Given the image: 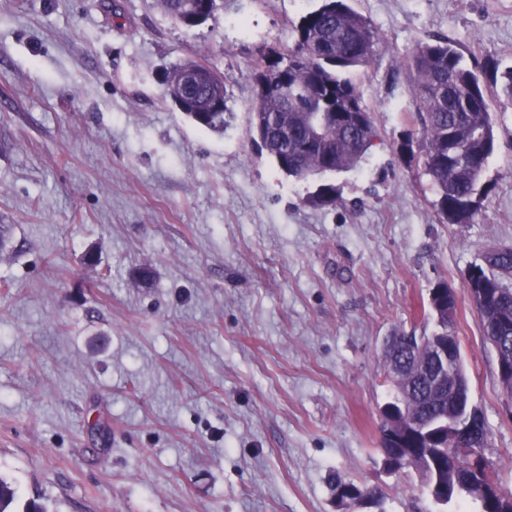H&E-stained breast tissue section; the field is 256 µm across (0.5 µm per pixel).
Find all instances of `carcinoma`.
<instances>
[{"mask_svg": "<svg viewBox=\"0 0 512 512\" xmlns=\"http://www.w3.org/2000/svg\"><path fill=\"white\" fill-rule=\"evenodd\" d=\"M292 44L285 53L264 54L253 70L254 101L250 132L283 174L304 180L357 168L373 144L372 116L349 74L371 64L378 41L367 17L348 0H320V5L291 23ZM409 66L414 73L412 96L421 121V135L406 134L397 148L417 145L437 196L438 214L447 224H473L485 198L482 177L495 148L494 119L487 97L492 94L512 105V67L500 69L493 58L469 66L446 38L418 45ZM224 96L222 108L208 111L204 102L180 106L197 126L222 131L232 116ZM336 189L322 185L312 197L317 206L336 204ZM512 249L486 254L484 264L469 269L466 289L482 288L487 301L475 305L483 338L506 337L512 357ZM457 297L453 289H432L426 316L434 323L428 334L401 333L388 348L398 357H386L389 371L404 362L408 377L394 382L383 409L389 411L380 426L379 442L414 434L412 447L384 458L396 472L414 471L436 504L448 499L433 488L438 482L479 504L478 512H499L501 500L512 499L502 490L496 469L484 471L486 457L470 448L484 449L488 432L484 418L473 409L478 425L463 440L443 424L427 428L437 417L456 413L453 392L467 389L468 374L461 347L452 354L446 403L431 395L425 371L431 363L433 341L448 336L455 324ZM341 505H382L381 487L358 485L340 476L332 480ZM17 496L13 485L0 478V512H8Z\"/></svg>", "mask_w": 512, "mask_h": 512, "instance_id": "1", "label": "carcinoma"}]
</instances>
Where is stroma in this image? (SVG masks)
Returning <instances> with one entry per match:
<instances>
[{"mask_svg":"<svg viewBox=\"0 0 512 512\" xmlns=\"http://www.w3.org/2000/svg\"><path fill=\"white\" fill-rule=\"evenodd\" d=\"M317 0H218L186 27L160 0H0V477L47 512H440L377 449L383 348L422 334L432 288L455 332L485 456L512 490V403L466 291L512 247V106L472 224H443L420 157L410 58L443 36L512 66V0H352L378 34L353 72L378 136L357 169L299 180L249 134L253 64ZM245 20L247 32L226 27ZM206 57L233 115L197 127L164 74ZM333 184L339 200L309 198ZM95 253L96 263L85 261ZM332 484L336 491V499L341 505H361V503H369L370 506L378 505L381 507L384 502V491L377 485H358L345 480L339 475L333 478ZM347 488H350V491L345 492L344 489Z\"/></svg>","mask_w":512,"mask_h":512,"instance_id":"obj_1","label":"stroma"}]
</instances>
